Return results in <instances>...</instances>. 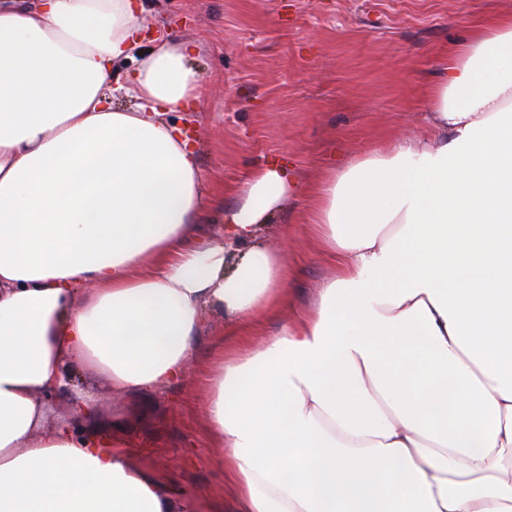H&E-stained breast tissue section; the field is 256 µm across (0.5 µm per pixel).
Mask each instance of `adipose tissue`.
I'll use <instances>...</instances> for the list:
<instances>
[{"instance_id":"ef3b65f1","label":"adipose tissue","mask_w":512,"mask_h":512,"mask_svg":"<svg viewBox=\"0 0 512 512\" xmlns=\"http://www.w3.org/2000/svg\"><path fill=\"white\" fill-rule=\"evenodd\" d=\"M137 0H0V512H512V17L449 50L433 140L330 173L312 217L333 257L314 310L229 351L205 412L231 484L190 496L47 424L70 369L136 392L182 377L207 315L274 316L262 242L296 192L252 171L216 202L164 118L200 99L194 44L142 51ZM140 53L112 106L115 66Z\"/></svg>"}]
</instances>
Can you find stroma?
I'll list each match as a JSON object with an SVG mask.
<instances>
[{"instance_id":"obj_1","label":"stroma","mask_w":512,"mask_h":512,"mask_svg":"<svg viewBox=\"0 0 512 512\" xmlns=\"http://www.w3.org/2000/svg\"><path fill=\"white\" fill-rule=\"evenodd\" d=\"M149 23L197 43L189 59L204 82L193 111L170 112L192 129L204 184L225 206L253 169L296 172L301 193L263 234L288 266V300L249 337L255 346L303 318L335 271L301 218L306 195L328 172L396 139H426L427 94L443 79L448 50L479 21L512 16V0H148ZM224 321L207 320L184 377L160 389L79 387L132 466L207 497L229 487L204 408L222 352Z\"/></svg>"}]
</instances>
